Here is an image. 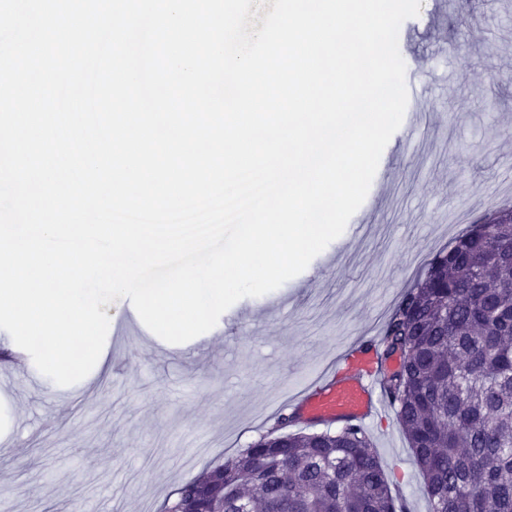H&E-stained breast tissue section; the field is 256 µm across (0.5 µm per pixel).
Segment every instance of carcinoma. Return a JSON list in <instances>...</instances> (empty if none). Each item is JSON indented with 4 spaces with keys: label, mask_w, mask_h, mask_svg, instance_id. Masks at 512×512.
Wrapping results in <instances>:
<instances>
[{
    "label": "carcinoma",
    "mask_w": 512,
    "mask_h": 512,
    "mask_svg": "<svg viewBox=\"0 0 512 512\" xmlns=\"http://www.w3.org/2000/svg\"><path fill=\"white\" fill-rule=\"evenodd\" d=\"M405 356L379 381L427 512H512V207L438 251L377 340ZM276 427L184 483L166 512H405L365 428Z\"/></svg>",
    "instance_id": "cac0c4a2"
}]
</instances>
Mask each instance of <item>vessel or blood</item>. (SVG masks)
I'll return each mask as SVG.
<instances>
[{
    "mask_svg": "<svg viewBox=\"0 0 512 512\" xmlns=\"http://www.w3.org/2000/svg\"><path fill=\"white\" fill-rule=\"evenodd\" d=\"M364 358L369 363L366 370L338 374L327 367L300 381L296 391L289 395L288 405L297 407L309 423L366 424L381 398L373 368L376 354L370 351Z\"/></svg>",
    "mask_w": 512,
    "mask_h": 512,
    "instance_id": "obj_1",
    "label": "vessel or blood"
}]
</instances>
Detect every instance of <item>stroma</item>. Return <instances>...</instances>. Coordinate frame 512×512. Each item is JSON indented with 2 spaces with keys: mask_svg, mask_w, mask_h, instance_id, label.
<instances>
[{
  "mask_svg": "<svg viewBox=\"0 0 512 512\" xmlns=\"http://www.w3.org/2000/svg\"><path fill=\"white\" fill-rule=\"evenodd\" d=\"M398 43L412 102L365 201L302 273L181 344L127 324L131 301L116 300L106 366L70 386L30 360L0 372V502L161 512L274 427L288 385L379 337L423 261L512 198V0H421ZM366 429L406 512H427L392 409Z\"/></svg>",
  "mask_w": 512,
  "mask_h": 512,
  "instance_id": "1",
  "label": "stroma"
}]
</instances>
